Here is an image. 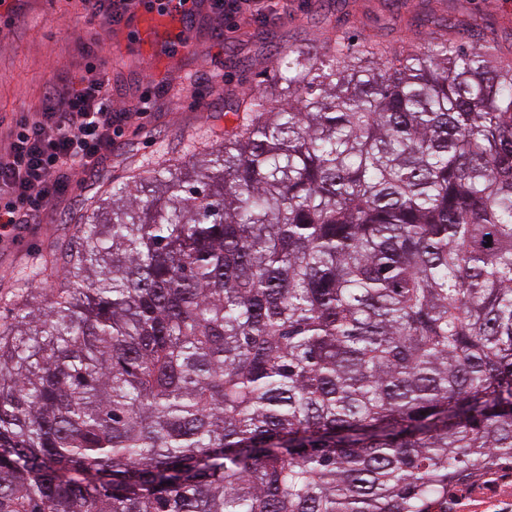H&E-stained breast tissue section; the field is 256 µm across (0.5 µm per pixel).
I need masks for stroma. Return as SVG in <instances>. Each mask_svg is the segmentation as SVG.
Masks as SVG:
<instances>
[{"mask_svg": "<svg viewBox=\"0 0 512 512\" xmlns=\"http://www.w3.org/2000/svg\"><path fill=\"white\" fill-rule=\"evenodd\" d=\"M0 7V116L12 121L38 104L54 75L92 65L106 70L116 104L148 98L149 110L122 127L111 157L78 176L39 223L0 243V321L24 301L31 274L52 266L58 244L76 232L112 183L179 159L235 125L231 108L273 77L272 59L288 44L325 51L336 31L364 40L420 41L434 25L462 42H488L512 53V0H288L275 23L219 17L209 0L192 13L156 19L154 37H135L137 11L117 25L91 16L80 0H15Z\"/></svg>", "mask_w": 512, "mask_h": 512, "instance_id": "stroma-1", "label": "stroma"}]
</instances>
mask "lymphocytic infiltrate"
I'll return each instance as SVG.
<instances>
[{
	"label": "lymphocytic infiltrate",
	"mask_w": 512,
	"mask_h": 512,
	"mask_svg": "<svg viewBox=\"0 0 512 512\" xmlns=\"http://www.w3.org/2000/svg\"><path fill=\"white\" fill-rule=\"evenodd\" d=\"M287 7L286 0H210L214 13L257 24ZM142 110L138 103L115 106L108 74L84 69L58 74L26 118L0 124V241L65 197L75 175L106 159L113 134Z\"/></svg>",
	"instance_id": "f902f5d3"
}]
</instances>
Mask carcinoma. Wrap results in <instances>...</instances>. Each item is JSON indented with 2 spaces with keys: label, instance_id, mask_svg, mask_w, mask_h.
<instances>
[{
  "label": "carcinoma",
  "instance_id": "obj_1",
  "mask_svg": "<svg viewBox=\"0 0 512 512\" xmlns=\"http://www.w3.org/2000/svg\"><path fill=\"white\" fill-rule=\"evenodd\" d=\"M274 72L0 323V512H437L512 459V64Z\"/></svg>",
  "mask_w": 512,
  "mask_h": 512
}]
</instances>
